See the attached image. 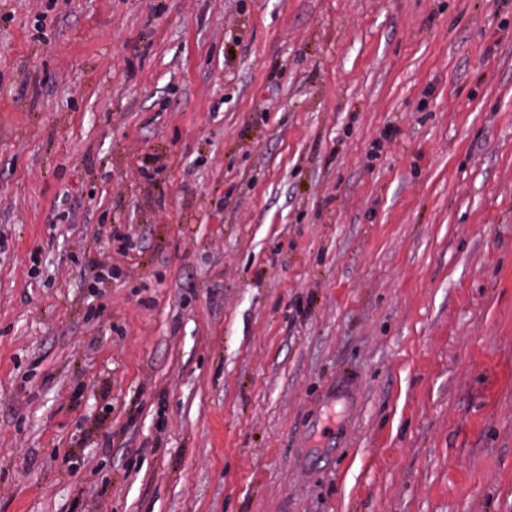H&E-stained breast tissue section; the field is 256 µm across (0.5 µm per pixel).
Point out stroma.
Instances as JSON below:
<instances>
[{
    "mask_svg": "<svg viewBox=\"0 0 512 512\" xmlns=\"http://www.w3.org/2000/svg\"><path fill=\"white\" fill-rule=\"evenodd\" d=\"M0 512H512V0H0ZM355 383L348 380H339L329 386L324 397L327 399L326 408L333 410L336 404L342 405L346 411L353 407V394Z\"/></svg>",
    "mask_w": 512,
    "mask_h": 512,
    "instance_id": "1",
    "label": "stroma"
}]
</instances>
